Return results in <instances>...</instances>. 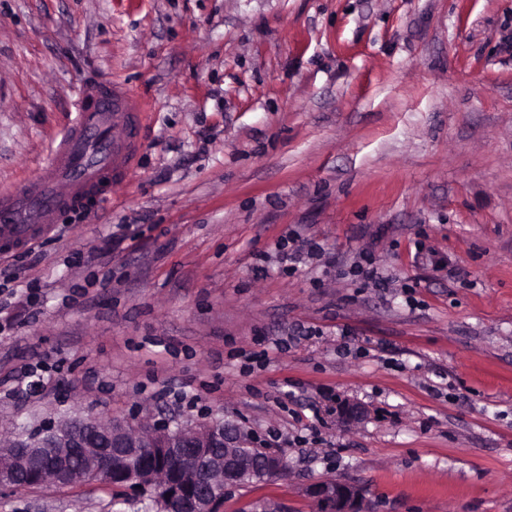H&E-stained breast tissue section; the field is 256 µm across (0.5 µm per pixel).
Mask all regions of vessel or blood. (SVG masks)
<instances>
[{
	"instance_id": "vessel-or-blood-1",
	"label": "vessel or blood",
	"mask_w": 512,
	"mask_h": 512,
	"mask_svg": "<svg viewBox=\"0 0 512 512\" xmlns=\"http://www.w3.org/2000/svg\"><path fill=\"white\" fill-rule=\"evenodd\" d=\"M144 112L124 84L86 82L73 124L56 142L49 165L33 180L0 190V247L31 244L62 213L83 211L96 197L110 198L114 180L135 164L138 139L131 125Z\"/></svg>"
}]
</instances>
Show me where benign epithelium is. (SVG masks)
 <instances>
[{"mask_svg":"<svg viewBox=\"0 0 512 512\" xmlns=\"http://www.w3.org/2000/svg\"><path fill=\"white\" fill-rule=\"evenodd\" d=\"M251 438L222 421L171 428L168 421L134 423L111 419L106 425L81 415L49 422L35 435L0 448V489L30 490L52 479L73 484L72 461L112 477L135 490L154 477L163 478V512H215L216 493L241 485L255 471L248 452ZM149 455L159 469L121 468L115 459ZM305 494L318 500L323 512H363L362 489L345 480L317 481Z\"/></svg>","mask_w":512,"mask_h":512,"instance_id":"7a95c632","label":"benign epithelium"}]
</instances>
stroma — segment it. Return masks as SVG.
Instances as JSON below:
<instances>
[{"label":"stroma","instance_id":"stroma-1","mask_svg":"<svg viewBox=\"0 0 512 512\" xmlns=\"http://www.w3.org/2000/svg\"><path fill=\"white\" fill-rule=\"evenodd\" d=\"M92 76L146 105L137 164L0 256V439L221 419L288 469L217 512H317L326 479L366 512H512V0H0V190ZM287 236L322 251L284 268ZM0 512L154 510L91 481ZM305 494L318 500L323 512H364L362 489L345 480L314 482L306 487Z\"/></svg>","mask_w":512,"mask_h":512}]
</instances>
